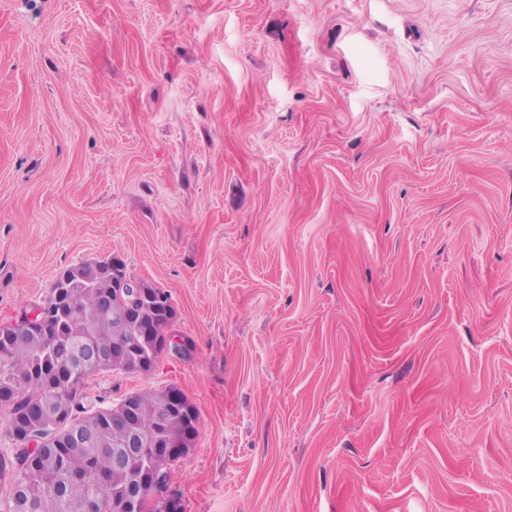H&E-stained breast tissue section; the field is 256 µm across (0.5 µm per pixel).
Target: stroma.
I'll use <instances>...</instances> for the list:
<instances>
[{
	"instance_id": "35a3bbf8",
	"label": "stroma",
	"mask_w": 512,
	"mask_h": 512,
	"mask_svg": "<svg viewBox=\"0 0 512 512\" xmlns=\"http://www.w3.org/2000/svg\"><path fill=\"white\" fill-rule=\"evenodd\" d=\"M113 254L182 512H512V0H0V323Z\"/></svg>"
}]
</instances>
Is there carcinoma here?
<instances>
[{
    "label": "carcinoma",
    "instance_id": "carcinoma-1",
    "mask_svg": "<svg viewBox=\"0 0 512 512\" xmlns=\"http://www.w3.org/2000/svg\"><path fill=\"white\" fill-rule=\"evenodd\" d=\"M66 280L53 283L49 295L36 305L47 312L49 328L18 342L0 335V401L12 405L9 437L14 445L34 434L51 440L33 465L20 456L0 452V477L9 474L10 489L0 512H134L128 498L131 486L143 488L145 500L170 480L176 457L161 449L182 444L188 449L196 435L197 413L183 392L135 391L134 416L127 429L140 434L147 447L116 463L125 430L112 427V415L85 405L83 388L94 368L79 362L67 369L74 343L107 344L118 356L116 370L132 373L159 357L160 344L174 317L170 297L144 281L148 295L160 301L141 305L148 333L115 319L120 303L112 297V261L83 262L65 270ZM87 420L90 442H69L65 427L70 418ZM106 482L100 483L99 477ZM26 495L15 505L16 488Z\"/></svg>",
    "mask_w": 512,
    "mask_h": 512
}]
</instances>
